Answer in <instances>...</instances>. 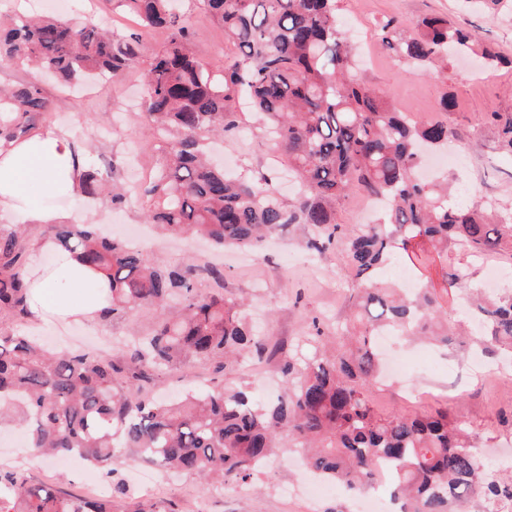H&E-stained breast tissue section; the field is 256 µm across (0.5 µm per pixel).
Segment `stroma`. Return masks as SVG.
<instances>
[{
    "label": "stroma",
    "mask_w": 512,
    "mask_h": 512,
    "mask_svg": "<svg viewBox=\"0 0 512 512\" xmlns=\"http://www.w3.org/2000/svg\"><path fill=\"white\" fill-rule=\"evenodd\" d=\"M394 16L406 22H416L428 16L448 18L457 24L476 30L481 42L499 52L503 64L491 71L480 70L475 61L457 57L448 67L429 75L417 71L375 50L373 23L376 19ZM193 31V43L198 55L214 73H222L226 46L223 30L209 21L196 6L188 8ZM339 17L342 23L358 20L360 28L353 36L360 50L373 54L374 64L361 74L384 90L390 102L402 112L421 120L447 122L454 139L468 141L469 166L451 167L445 173L449 185L478 186L484 195L512 206V157L500 148V130L489 124L487 113H500L502 119L512 118V16H496L487 12L464 10L460 0H341ZM166 40L165 30H157L144 41L143 56L137 68L114 79H100L77 90H62L46 84L45 95L49 109L45 122L69 131L76 141L88 149L96 161L113 164L116 174L130 180L135 166H152L155 150L146 146L147 135L139 125L144 105L138 95L143 72ZM450 100L451 111L440 109L442 100ZM236 111L246 113L247 119L239 128L227 133L217 143L218 155L236 159V172L253 176L268 170L272 153L249 111L247 98H239ZM147 199L138 198L123 209H113L107 198L87 200L81 197L63 202L64 212L74 224H118L129 228L143 226ZM308 228L297 225L274 241L261 253L227 251L224 257V295L228 298L251 299L250 317L270 346L298 345V355L314 356L316 345L305 338L311 317L323 321L328 334L350 325L353 313L350 294L354 286L348 260L335 252L321 260L319 268L307 266V255L300 242ZM145 256L157 259L168 267H180L189 260L206 262L211 252L203 243H192L149 234L143 246ZM148 317L133 314L130 319L87 328L79 324L52 322L40 328H30L27 321L15 323L22 334L35 333L58 352L91 351L107 355L125 348L135 330L144 329ZM439 363L460 362L469 375L465 387L449 393L447 379L422 382L420 369L410 365L411 382L422 383L423 395L407 401L404 388L383 385L372 400L376 410H398L411 414L425 408H448L465 421L478 444L484 448L493 469H512V430L498 419L500 409L512 405V391L497 398L486 396L479 376L487 370H499L512 376V366L482 353L479 346L468 350H432ZM277 359L265 355L263 360L246 359L235 371H223L218 363L193 365L192 369L178 368L159 376L152 384L159 392L181 390L187 372L200 374L206 386L244 388L254 399L266 402L280 390L276 374ZM291 447H282L279 455L259 473L258 492L235 490L233 485L209 486L194 476H168L163 468L128 464L122 467L121 477L134 489L133 500L143 512H159L168 502H175L179 512H353L357 493L337 488L320 499L300 492L308 471L292 459ZM20 468L33 480H51L65 491L82 492L89 469L76 466L57 469L54 463L35 461L12 433L0 434V466ZM160 476L164 492L153 496L139 487L143 475Z\"/></svg>",
    "instance_id": "1"
}]
</instances>
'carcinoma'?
<instances>
[{
    "label": "carcinoma",
    "instance_id": "1",
    "mask_svg": "<svg viewBox=\"0 0 512 512\" xmlns=\"http://www.w3.org/2000/svg\"><path fill=\"white\" fill-rule=\"evenodd\" d=\"M136 18L138 28L109 35L89 21L55 16H0V63L27 65L66 88L89 78H117L138 65L143 32L167 31L165 47L143 75L145 131L157 136L161 161L144 195L146 222L164 234L205 238L220 247L257 249L267 238L304 224L305 250L346 254L357 282L352 297L358 329L336 337V354L283 356V393L269 404L244 391L209 387L180 400L159 399L147 386L163 371L217 361L231 370L262 356L244 300L224 297V270L190 262L168 270L124 240L91 224H53L47 237L112 283L110 323L151 312L133 352L108 357L52 353L29 336L0 328V423L15 422L34 455L76 456L110 480L104 499L73 496L33 482L22 470L0 472V512H112L130 495L118 477L116 452L196 475L211 484L251 486L283 436L319 476L353 492L370 488L374 469H391L399 512H496L512 499V474L484 463L465 424L446 410L416 415L379 413L371 402L381 368L375 337L389 328L413 341L448 348L462 343L440 296L429 286L407 297L379 277L394 250L412 263L458 248L472 257L512 252V210L484 196L466 206L449 189L417 176L419 148L453 138L448 124L423 121L392 107L355 73L356 52L339 25L338 0H196L224 29L234 49L218 80L193 50L181 0H104ZM387 54L427 70L454 51L474 49L477 33L441 17L415 26L389 17L376 23ZM247 94L263 137L300 185L283 199L273 175L237 178L214 165L200 143L240 125L233 103ZM48 103L40 81L0 87V142L40 128ZM361 189L386 201L384 222L351 229L336 222V203ZM127 200L111 170L86 158L79 195ZM30 231L0 229V320L27 315L23 267ZM213 281L195 288L200 277ZM471 304L491 355L512 360V291L481 293Z\"/></svg>",
    "mask_w": 512,
    "mask_h": 512
}]
</instances>
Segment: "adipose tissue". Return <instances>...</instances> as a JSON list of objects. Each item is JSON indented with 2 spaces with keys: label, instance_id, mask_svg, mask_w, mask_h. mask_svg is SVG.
Masks as SVG:
<instances>
[{
  "label": "adipose tissue",
  "instance_id": "ef3b65f1",
  "mask_svg": "<svg viewBox=\"0 0 512 512\" xmlns=\"http://www.w3.org/2000/svg\"><path fill=\"white\" fill-rule=\"evenodd\" d=\"M81 173L80 151L65 130L47 127L9 142L0 147V213L20 214L24 223L35 227L60 223L62 213L42 200L76 195ZM36 250L55 251L56 260L52 269L44 271L34 264L28 270L29 323L40 325L55 314L99 324L112 301L105 276L70 253L56 251L51 240L39 242Z\"/></svg>",
  "mask_w": 512,
  "mask_h": 512
}]
</instances>
